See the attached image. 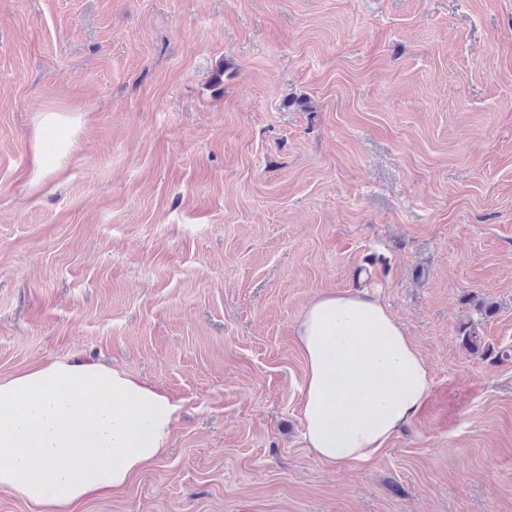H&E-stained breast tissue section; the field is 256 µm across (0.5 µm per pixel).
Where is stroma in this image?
<instances>
[{
	"label": "stroma",
	"mask_w": 512,
	"mask_h": 512,
	"mask_svg": "<svg viewBox=\"0 0 512 512\" xmlns=\"http://www.w3.org/2000/svg\"><path fill=\"white\" fill-rule=\"evenodd\" d=\"M46 111L80 127L37 183ZM349 291L435 386L330 466L296 327ZM470 322L512 347V0H0V380L70 356L180 404L77 512H512V361Z\"/></svg>",
	"instance_id": "1"
}]
</instances>
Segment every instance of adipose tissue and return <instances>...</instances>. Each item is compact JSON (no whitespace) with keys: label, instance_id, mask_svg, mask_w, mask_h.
Returning a JSON list of instances; mask_svg holds the SVG:
<instances>
[{"label":"adipose tissue","instance_id":"adipose-tissue-1","mask_svg":"<svg viewBox=\"0 0 512 512\" xmlns=\"http://www.w3.org/2000/svg\"><path fill=\"white\" fill-rule=\"evenodd\" d=\"M296 337L303 440L325 464L370 461L433 392L425 359L369 294L314 299ZM178 409L152 384L70 358L0 380V490L33 512L122 492L167 448Z\"/></svg>","mask_w":512,"mask_h":512}]
</instances>
